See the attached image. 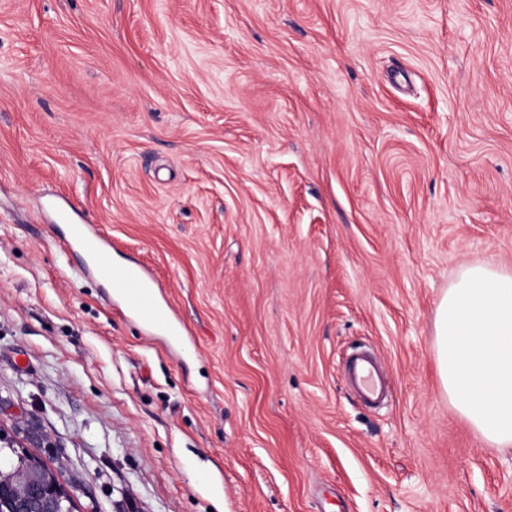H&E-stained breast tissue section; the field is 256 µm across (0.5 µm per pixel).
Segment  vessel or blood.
I'll return each instance as SVG.
<instances>
[{"label": "vessel or blood", "instance_id": "b4317fda", "mask_svg": "<svg viewBox=\"0 0 512 512\" xmlns=\"http://www.w3.org/2000/svg\"><path fill=\"white\" fill-rule=\"evenodd\" d=\"M68 245L86 257L107 283L111 297L120 301L147 330L167 333L175 343L181 340L182 327L174 323L170 308L158 302L154 280L142 267L113 263L109 243L87 224L71 225ZM346 377L363 403L375 405L382 401L385 387L378 366L369 355L359 351L350 354Z\"/></svg>", "mask_w": 512, "mask_h": 512}]
</instances>
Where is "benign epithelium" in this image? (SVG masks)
I'll return each mask as SVG.
<instances>
[{"label": "benign epithelium", "instance_id": "obj_1", "mask_svg": "<svg viewBox=\"0 0 512 512\" xmlns=\"http://www.w3.org/2000/svg\"><path fill=\"white\" fill-rule=\"evenodd\" d=\"M5 484L10 487L7 512H61L59 503L74 499V493L62 491L55 479L7 460L0 463V488Z\"/></svg>", "mask_w": 512, "mask_h": 512}]
</instances>
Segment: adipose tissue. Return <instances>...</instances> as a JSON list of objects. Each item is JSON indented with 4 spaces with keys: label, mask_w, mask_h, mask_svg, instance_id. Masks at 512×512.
Here are the masks:
<instances>
[{
    "label": "adipose tissue",
    "mask_w": 512,
    "mask_h": 512,
    "mask_svg": "<svg viewBox=\"0 0 512 512\" xmlns=\"http://www.w3.org/2000/svg\"><path fill=\"white\" fill-rule=\"evenodd\" d=\"M435 347L460 416L490 447H512V272L464 267L437 305Z\"/></svg>",
    "instance_id": "ef3b65f1"
}]
</instances>
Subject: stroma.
I'll return each instance as SVG.
<instances>
[{
	"instance_id": "obj_1",
	"label": "stroma",
	"mask_w": 512,
	"mask_h": 512,
	"mask_svg": "<svg viewBox=\"0 0 512 512\" xmlns=\"http://www.w3.org/2000/svg\"><path fill=\"white\" fill-rule=\"evenodd\" d=\"M477 263L512 270V0H0V436L77 512H512L438 373ZM68 246L83 254L93 269L105 280L110 298L120 301L151 332H164L178 343L184 327L174 323L169 306L161 305L153 278L140 266L112 262L110 244L89 224H70ZM346 377L349 386L367 405L380 403L385 387L379 376L376 362L366 353L355 351L348 357Z\"/></svg>"
}]
</instances>
